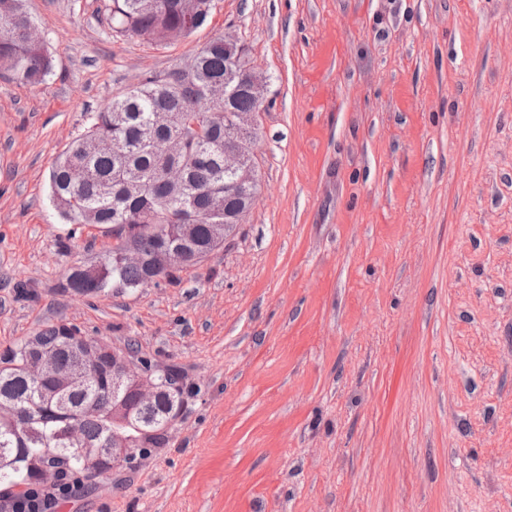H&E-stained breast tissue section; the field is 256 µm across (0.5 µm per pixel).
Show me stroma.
Masks as SVG:
<instances>
[{"mask_svg": "<svg viewBox=\"0 0 512 512\" xmlns=\"http://www.w3.org/2000/svg\"><path fill=\"white\" fill-rule=\"evenodd\" d=\"M102 3L25 0L52 71H0V350L63 321L191 394L58 512H512V0H213L166 44ZM220 35L266 79L252 209L176 281L64 291L113 240L61 222L54 159Z\"/></svg>", "mask_w": 512, "mask_h": 512, "instance_id": "obj_1", "label": "stroma"}]
</instances>
